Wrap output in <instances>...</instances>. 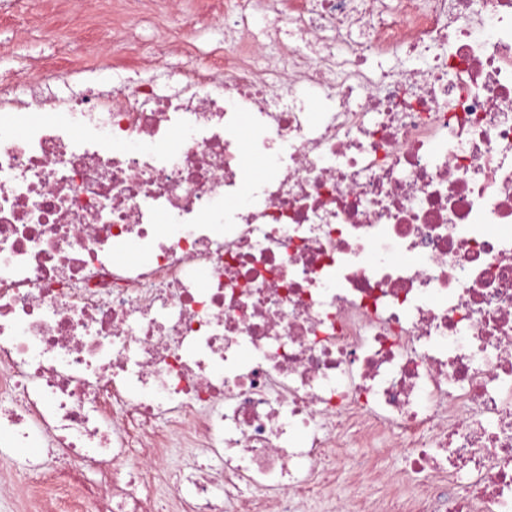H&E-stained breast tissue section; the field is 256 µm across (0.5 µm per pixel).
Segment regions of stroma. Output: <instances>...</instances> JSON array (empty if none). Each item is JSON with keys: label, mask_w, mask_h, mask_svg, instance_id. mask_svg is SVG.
<instances>
[{"label": "stroma", "mask_w": 512, "mask_h": 512, "mask_svg": "<svg viewBox=\"0 0 512 512\" xmlns=\"http://www.w3.org/2000/svg\"><path fill=\"white\" fill-rule=\"evenodd\" d=\"M207 0H0V72L36 73L59 58L66 42L78 40L81 52L69 63L80 73L78 93L110 91L128 78L141 82H174L189 58L223 55L227 43L223 20L196 24ZM127 46L112 61L111 75L98 69V41L104 31ZM186 40L187 52L157 58L154 44Z\"/></svg>", "instance_id": "1"}]
</instances>
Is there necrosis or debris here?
I'll return each instance as SVG.
<instances>
[{
    "instance_id": "obj_1",
    "label": "necrosis or debris",
    "mask_w": 512,
    "mask_h": 512,
    "mask_svg": "<svg viewBox=\"0 0 512 512\" xmlns=\"http://www.w3.org/2000/svg\"><path fill=\"white\" fill-rule=\"evenodd\" d=\"M224 28L171 92L0 77V449L65 461L21 495L297 512L342 466L353 512H512V0H224ZM386 437L378 506L346 450Z\"/></svg>"
}]
</instances>
